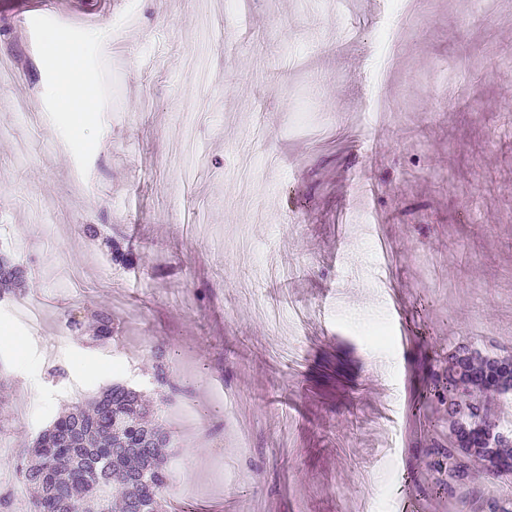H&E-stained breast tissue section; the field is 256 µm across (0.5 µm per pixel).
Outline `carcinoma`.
<instances>
[{"mask_svg": "<svg viewBox=\"0 0 512 512\" xmlns=\"http://www.w3.org/2000/svg\"><path fill=\"white\" fill-rule=\"evenodd\" d=\"M21 276L0 259V295L18 291ZM94 341H112V317L93 315ZM448 502L480 462L497 476L512 475V444L488 435L512 437V427L498 416L501 400L512 393V356L469 352L460 346L448 355ZM169 435L147 419L142 395L114 384L85 405L59 414L26 449L15 472L36 490L30 512H87L109 497L107 512H162L169 458L162 454ZM476 512H512V502L478 501Z\"/></svg>", "mask_w": 512, "mask_h": 512, "instance_id": "carcinoma-1", "label": "carcinoma"}]
</instances>
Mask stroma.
<instances>
[{"mask_svg":"<svg viewBox=\"0 0 512 512\" xmlns=\"http://www.w3.org/2000/svg\"><path fill=\"white\" fill-rule=\"evenodd\" d=\"M75 45L82 149L56 133ZM1 58L0 255L44 304L33 331L0 297L1 474L122 383L170 436L164 512L496 495L479 464L443 494L427 395L456 346L512 355V0H0ZM265 303L303 309L301 347ZM82 51L79 48L69 50L59 67L57 95L65 112H90L92 105L79 88L78 76Z\"/></svg>","mask_w":512,"mask_h":512,"instance_id":"35a3bbf8","label":"stroma"}]
</instances>
